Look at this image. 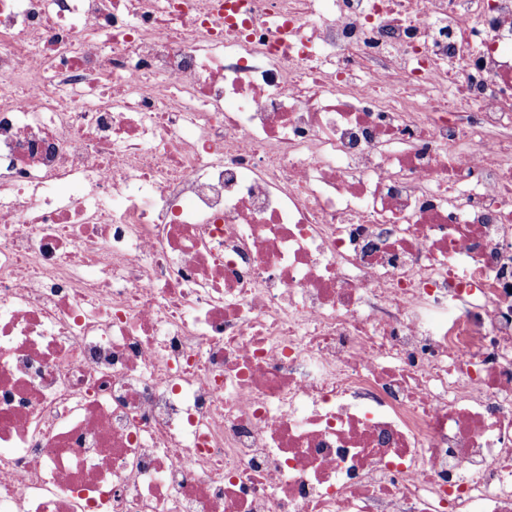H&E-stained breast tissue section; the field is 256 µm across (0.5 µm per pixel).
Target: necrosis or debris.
Returning <instances> with one entry per match:
<instances>
[{
    "label": "necrosis or debris",
    "instance_id": "necrosis-or-debris-1",
    "mask_svg": "<svg viewBox=\"0 0 512 512\" xmlns=\"http://www.w3.org/2000/svg\"><path fill=\"white\" fill-rule=\"evenodd\" d=\"M0 512H512V0H0Z\"/></svg>",
    "mask_w": 512,
    "mask_h": 512
}]
</instances>
